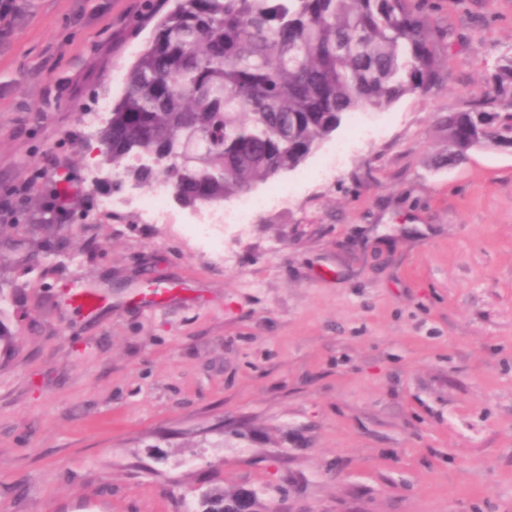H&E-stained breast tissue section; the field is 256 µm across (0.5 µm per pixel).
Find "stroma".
Masks as SVG:
<instances>
[{
    "label": "stroma",
    "mask_w": 512,
    "mask_h": 512,
    "mask_svg": "<svg viewBox=\"0 0 512 512\" xmlns=\"http://www.w3.org/2000/svg\"><path fill=\"white\" fill-rule=\"evenodd\" d=\"M0 8V226L83 203L44 267L0 258V512H512V149L439 166L441 116L512 50V0H434L446 81L344 119L224 233L141 223L84 113L117 102L167 0ZM50 170L34 180L37 169ZM114 200L112 211L99 209ZM94 288L89 316L71 288Z\"/></svg>",
    "instance_id": "stroma-1"
}]
</instances>
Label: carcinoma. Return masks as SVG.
I'll return each instance as SVG.
<instances>
[{
  "label": "carcinoma",
  "mask_w": 512,
  "mask_h": 512,
  "mask_svg": "<svg viewBox=\"0 0 512 512\" xmlns=\"http://www.w3.org/2000/svg\"><path fill=\"white\" fill-rule=\"evenodd\" d=\"M428 0H174L123 79L101 128L104 161L209 206L294 170L344 117L444 83L448 30ZM449 165L512 146V52L484 90L441 118ZM52 203L33 232L61 231ZM33 239L0 230V251L44 264Z\"/></svg>",
  "instance_id": "carcinoma-1"
}]
</instances>
